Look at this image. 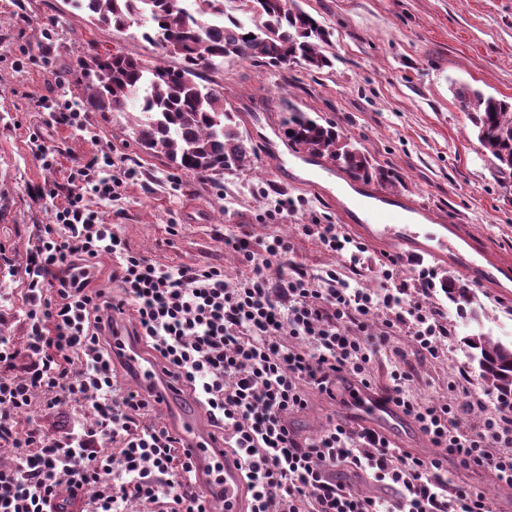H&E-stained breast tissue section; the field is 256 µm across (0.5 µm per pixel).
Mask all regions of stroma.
<instances>
[{
    "label": "stroma",
    "mask_w": 512,
    "mask_h": 512,
    "mask_svg": "<svg viewBox=\"0 0 512 512\" xmlns=\"http://www.w3.org/2000/svg\"><path fill=\"white\" fill-rule=\"evenodd\" d=\"M331 33L332 67L315 72L293 63L278 69L251 61L226 62L216 75L254 151L220 186L177 171L147 154L129 136L128 116L87 115V130L48 125V106L82 104V80L65 74L74 57L119 47L149 62L164 59L160 45L90 24L67 0H0V331L21 340L23 271L35 227L54 221L64 205L74 159L112 153L132 168L118 197L91 199L92 209L116 224L130 251L165 266L242 270L228 238L278 234L294 244L284 270L318 274L343 267L342 258L300 235L301 224H338L334 196L312 184L309 165L285 135L290 109L335 123L340 135L376 164L395 173L372 188L429 208L437 223L460 224L475 245L512 257V172L483 151L469 113L455 96L460 85L512 101V0H296ZM54 150L44 168L39 146ZM288 198L281 223L263 219L268 200ZM178 225L170 235L169 225ZM448 317V351L416 362L410 394L424 402L468 400L479 382L461 381L466 358L459 342L485 334L512 336V289H472L474 315L436 293ZM337 405L311 394L289 427L315 437ZM448 485L465 482L490 501L492 512H512V488L482 469L449 463Z\"/></svg>",
    "instance_id": "stroma-1"
}]
</instances>
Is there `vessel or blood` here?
I'll return each instance as SVG.
<instances>
[{
    "label": "vessel or blood",
    "mask_w": 512,
    "mask_h": 512,
    "mask_svg": "<svg viewBox=\"0 0 512 512\" xmlns=\"http://www.w3.org/2000/svg\"><path fill=\"white\" fill-rule=\"evenodd\" d=\"M353 187L358 196L350 207L344 208V220L364 237L395 246L398 255L404 258L426 255L435 262L455 265L467 283L473 285L500 288L512 284V259L492 257L475 248L461 234L459 225L442 224L434 228L421 222H408V214L424 216L427 208L379 194L368 204L363 200L367 193L363 182H354ZM112 348L117 361L138 365L142 356L139 341L117 324L112 327ZM138 382L163 398L166 422L179 439L182 456L193 465L197 490L222 503L224 512H245V480L223 440L174 399L169 377L159 365L140 367ZM339 396L359 421L370 420L390 431L399 430L401 412L381 405L374 390L348 381Z\"/></svg>",
    "instance_id": "1"
}]
</instances>
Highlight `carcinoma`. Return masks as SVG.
I'll list each match as a JSON object with an SVG mask.
<instances>
[{
	"label": "carcinoma",
	"mask_w": 512,
	"mask_h": 512,
	"mask_svg": "<svg viewBox=\"0 0 512 512\" xmlns=\"http://www.w3.org/2000/svg\"><path fill=\"white\" fill-rule=\"evenodd\" d=\"M183 0H71L96 27L139 31L143 40L160 44L178 61L148 64L121 49L93 51L71 63L86 83L84 93L94 112L103 116L128 113L134 142L149 154H160L175 168L216 181L241 167L253 152L239 132L233 110L224 102V85L209 77L227 60H249L283 67L300 63L309 70L331 66L325 53L331 33L301 9L296 0H242L259 24L247 30L230 20L223 26L224 0H193V12ZM462 109L471 114L481 147L501 170L512 171V102L468 86L456 91ZM290 144L313 157L329 158L351 179L389 178L387 170L341 141L335 124L320 123L304 112L287 122ZM469 364L476 378L497 390L512 391V344L491 336L468 341Z\"/></svg>",
	"instance_id": "cac0c4a2"
}]
</instances>
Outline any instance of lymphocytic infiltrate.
<instances>
[{
	"instance_id": "obj_1",
	"label": "lymphocytic infiltrate",
	"mask_w": 512,
	"mask_h": 512,
	"mask_svg": "<svg viewBox=\"0 0 512 512\" xmlns=\"http://www.w3.org/2000/svg\"><path fill=\"white\" fill-rule=\"evenodd\" d=\"M130 176L107 153L76 160L67 204L36 228L24 269L26 334L18 342L0 336V448L14 456L0 466V512H67L72 498L84 499V512H127L134 500L153 512H212L205 495L189 491L191 466L168 427L146 421L157 398L118 384L105 334L115 314L132 315L135 336L221 431L248 480L249 512H490L481 490L445 489L450 459L489 469L512 488V394L496 395L495 416L462 433L459 401L410 395L411 362L386 383L374 379L373 362L394 337H409L419 357L441 355L448 326L429 302L433 267L407 281L398 276L402 258H390L379 269L383 288L372 292L333 269L319 277L299 267L285 272L280 260L294 246L279 235L232 241L244 265L232 285L218 266H162L132 253L117 226L86 203L117 197ZM302 233L351 270L362 267L367 248L342 225L306 224ZM103 255L112 261L114 294L90 285L88 271ZM376 310L384 320L373 329ZM343 373L400 408L434 454H414L345 422L298 439L289 415L307 407L309 392L335 399ZM87 400L95 418L77 433L56 437L23 420L37 402L53 410ZM340 467L371 475L394 499L353 492L336 480Z\"/></svg>"
}]
</instances>
